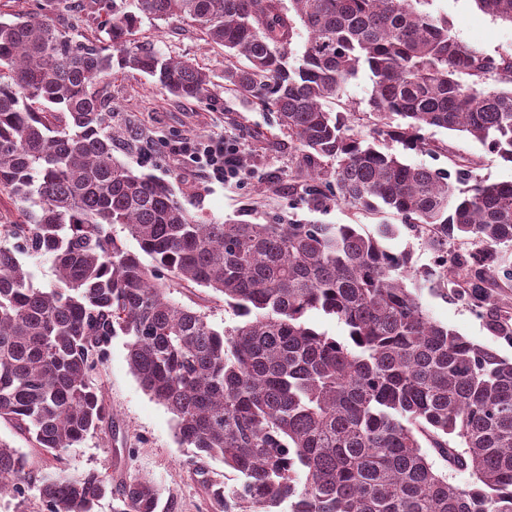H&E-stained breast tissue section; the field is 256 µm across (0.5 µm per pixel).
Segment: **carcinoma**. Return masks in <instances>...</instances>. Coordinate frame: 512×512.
<instances>
[{
    "label": "carcinoma",
    "instance_id": "obj_1",
    "mask_svg": "<svg viewBox=\"0 0 512 512\" xmlns=\"http://www.w3.org/2000/svg\"><path fill=\"white\" fill-rule=\"evenodd\" d=\"M431 2L112 0L97 41L47 14L0 19V194L18 202L0 224V420L48 453L81 442L110 418L94 378L121 334L179 444L237 474L240 512H512V359L430 316L404 283L409 253L384 245L397 225L203 224L170 183L112 153V72L211 96L192 61L134 39L142 16L189 20L224 48L227 86L275 114L302 153L308 209L397 214L442 268L440 288L512 339L500 251L512 248V183L407 164L327 109L365 70L382 120L373 133L421 150L426 128L463 132L512 163V56L462 42ZM473 2L512 24V0ZM117 224L152 264L108 231ZM469 240L483 248L451 249ZM44 256L56 282L36 288L24 259ZM182 282L223 296L236 322L176 302ZM312 311L347 338L316 329ZM449 469L472 481L454 486ZM31 491L42 512H94L112 481L39 473L0 439V495ZM159 501L154 483L134 479L114 512H158Z\"/></svg>",
    "mask_w": 512,
    "mask_h": 512
}]
</instances>
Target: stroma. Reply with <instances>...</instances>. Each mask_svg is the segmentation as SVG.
Returning a JSON list of instances; mask_svg holds the SVG:
<instances>
[{
	"mask_svg": "<svg viewBox=\"0 0 512 512\" xmlns=\"http://www.w3.org/2000/svg\"><path fill=\"white\" fill-rule=\"evenodd\" d=\"M434 14L447 17L454 34L478 51L493 57L512 55V24L478 10L472 0H432ZM52 18L63 31L82 38H104L110 15L102 0H80L76 13L56 12ZM141 39L154 42L163 52L191 59L209 73L215 83L210 99H180L137 71L114 73L111 82L112 109L121 118V133L114 156L133 169L169 181L178 200L191 214L204 222L266 223L287 215L288 194L300 179L299 154L288 147L273 123L271 113L262 111L241 95L224 89V51L209 44L198 27L189 21L172 24L143 19ZM373 84L362 72L342 90V107L351 112L353 134L371 137L377 121L369 106ZM224 137L237 141L246 156L247 178L240 184L224 186L205 182L188 165L174 159L169 142L181 139ZM425 136L439 145L430 154L401 149L378 141L379 149H392L411 165L444 169L449 156L475 160L474 174L491 182L512 183V163L482 146L471 136L444 129L429 128ZM298 220L319 224H359L365 232L379 224H395L392 212L375 216L353 214L346 206L334 205L315 213L299 207ZM421 301L437 321L448 324L468 340L490 347L505 357L512 356V340L492 335L484 322L455 302L429 281H419ZM174 299L181 305L205 311L216 324L233 322L231 310L209 289L193 284L174 288ZM110 407L112 418L82 443L48 454L34 448L28 435L12 424L0 421V438L28 455L33 469H61L69 474L95 470L107 475L115 493L126 482L146 478L161 491V502L168 512H224L211 489L219 484L223 493L237 485L234 472L222 461L205 459L195 464V449L179 445L173 416L152 400L133 376L124 337H114L106 363L95 379Z\"/></svg>",
	"mask_w": 512,
	"mask_h": 512,
	"instance_id": "1",
	"label": "stroma"
}]
</instances>
